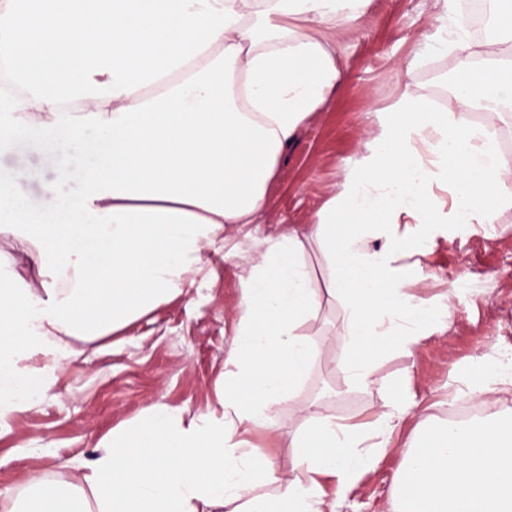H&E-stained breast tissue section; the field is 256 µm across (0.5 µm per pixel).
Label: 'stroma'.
Instances as JSON below:
<instances>
[{
  "mask_svg": "<svg viewBox=\"0 0 512 512\" xmlns=\"http://www.w3.org/2000/svg\"><path fill=\"white\" fill-rule=\"evenodd\" d=\"M438 12L435 0H370L351 25L325 30L338 50L343 80L282 152L256 223L225 225L223 256L209 255L208 275L197 278L187 294L111 340L79 343V355L43 397L0 420V494L22 492L35 473L68 477L75 461L93 457L105 433L135 420L151 404L183 407L191 417L216 408L239 318L240 274L255 254V241L315 222L338 194L346 168L376 134V112L400 93L436 107L447 100L457 74L455 51L418 50L435 31ZM63 158L61 150L40 141L9 142L0 145V176L28 190L36 203L51 189ZM417 232L427 238V248L407 244L392 253L391 264L406 294L451 301L447 329L423 325L412 351L394 348L376 359V383L350 384L338 368L344 353L338 335L347 318L330 290L327 261L317 245H308L304 259L319 303L304 330L321 340L320 355L292 400L282 404L275 430L252 439L258 451L283 464L301 422L300 404H316L321 414L342 422L368 423L402 391L412 405L409 414L391 432L379 463L348 491L339 512H392L409 445L422 430L447 423L457 392L484 383V416L512 415V385L485 375L499 352L512 351V209L502 211L491 227L428 224ZM33 251L28 242L0 234V267L14 272L19 284L38 283ZM461 277L472 289L449 294V284Z\"/></svg>",
  "mask_w": 512,
  "mask_h": 512,
  "instance_id": "35a3bbf8",
  "label": "stroma"
}]
</instances>
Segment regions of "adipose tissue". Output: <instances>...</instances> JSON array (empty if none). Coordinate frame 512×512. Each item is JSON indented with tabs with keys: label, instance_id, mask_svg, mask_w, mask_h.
I'll list each match as a JSON object with an SVG mask.
<instances>
[{
	"label": "adipose tissue",
	"instance_id": "adipose-tissue-1",
	"mask_svg": "<svg viewBox=\"0 0 512 512\" xmlns=\"http://www.w3.org/2000/svg\"><path fill=\"white\" fill-rule=\"evenodd\" d=\"M370 0H0V144L82 139L38 211L0 180V233L36 248L42 281L0 272V417L33 404L77 356L187 293L224 227L255 223L283 149L342 73L319 35L350 25ZM496 33L447 39L456 0H441L438 35L459 70L440 110L402 94L341 189L303 230L260 241L241 280L240 315L216 410L186 418L156 403L99 441L68 479L35 474L0 512H336L385 443L358 424L300 408L287 466L253 450L318 354L302 334L318 304L304 263L317 244L347 315L339 365L376 380L390 337L410 348L450 303L412 299L390 250H369L368 225L495 224L512 209V163L470 112H512V0H488ZM481 64H474V57ZM433 136L425 154L420 145ZM444 187L449 207L435 205ZM42 359L37 370L27 364ZM394 512H512V422H451L406 455Z\"/></svg>",
	"mask_w": 512,
	"mask_h": 512
}]
</instances>
